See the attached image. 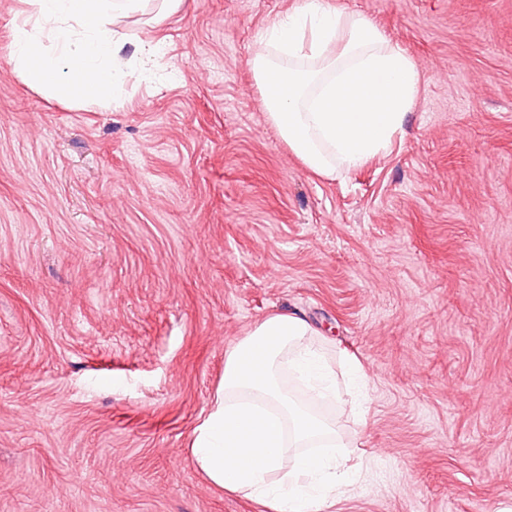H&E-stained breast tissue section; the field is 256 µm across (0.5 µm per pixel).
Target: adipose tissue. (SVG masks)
Listing matches in <instances>:
<instances>
[{
    "instance_id": "obj_1",
    "label": "adipose tissue",
    "mask_w": 512,
    "mask_h": 512,
    "mask_svg": "<svg viewBox=\"0 0 512 512\" xmlns=\"http://www.w3.org/2000/svg\"><path fill=\"white\" fill-rule=\"evenodd\" d=\"M153 0H21L10 62L30 88L77 105L102 104L127 76L119 20ZM253 67L268 117L314 173L352 170L386 152L420 91L417 64L368 17L303 0L261 30ZM290 373L334 392L335 379L301 317L276 313L224 355V376L189 453L216 487L266 512H325L353 472L335 453L336 430L293 401ZM324 441L323 453L305 444Z\"/></svg>"
}]
</instances>
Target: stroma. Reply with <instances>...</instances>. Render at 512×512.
<instances>
[{"label": "stroma", "instance_id": "35a3bbf8", "mask_svg": "<svg viewBox=\"0 0 512 512\" xmlns=\"http://www.w3.org/2000/svg\"><path fill=\"white\" fill-rule=\"evenodd\" d=\"M302 0H183L110 105L13 72L0 0V512H262L188 448L225 351L317 328L359 465L331 512H512V0H329L418 65L387 154L311 172L258 32Z\"/></svg>", "mask_w": 512, "mask_h": 512}]
</instances>
